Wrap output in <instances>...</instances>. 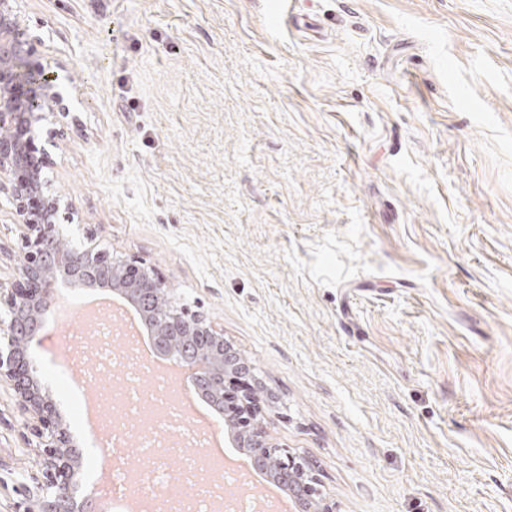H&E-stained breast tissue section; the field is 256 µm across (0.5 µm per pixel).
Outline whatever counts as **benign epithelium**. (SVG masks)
Wrapping results in <instances>:
<instances>
[{
  "label": "benign epithelium",
  "instance_id": "benign-epithelium-1",
  "mask_svg": "<svg viewBox=\"0 0 512 512\" xmlns=\"http://www.w3.org/2000/svg\"><path fill=\"white\" fill-rule=\"evenodd\" d=\"M64 92L59 74L33 59L16 0H0V194L6 195L21 226L23 250L15 283L8 288L0 282V384L12 386L17 408L30 421L31 434L42 448L40 512H88L90 499L74 479L84 450L44 394L29 354L41 343L45 317L64 284L74 288L119 284L121 295L146 316L157 357L176 363L216 412L238 420L240 429L233 441L237 448L252 449L251 466L264 471V455L273 452L293 463L294 456L253 423L249 405L253 394L243 389V383L226 390L224 371L235 367L238 354L203 315L173 299L150 314L152 303L167 297L169 288L145 263L100 248L89 231L67 248L57 245L67 240L61 210L73 207L42 177L49 159L35 144V132L57 120L56 106ZM284 479L298 481L290 492L291 504L296 512H303L315 485L293 474Z\"/></svg>",
  "mask_w": 512,
  "mask_h": 512
}]
</instances>
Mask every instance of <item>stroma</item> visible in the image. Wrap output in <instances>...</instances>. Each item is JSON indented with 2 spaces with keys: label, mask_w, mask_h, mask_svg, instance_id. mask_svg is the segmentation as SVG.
Returning <instances> with one entry per match:
<instances>
[{
  "label": "stroma",
  "mask_w": 512,
  "mask_h": 512,
  "mask_svg": "<svg viewBox=\"0 0 512 512\" xmlns=\"http://www.w3.org/2000/svg\"><path fill=\"white\" fill-rule=\"evenodd\" d=\"M18 8L70 79L53 190L250 359L335 512H512V0ZM57 326L30 354L81 441ZM25 431L0 387V512H37Z\"/></svg>",
  "instance_id": "1"
}]
</instances>
